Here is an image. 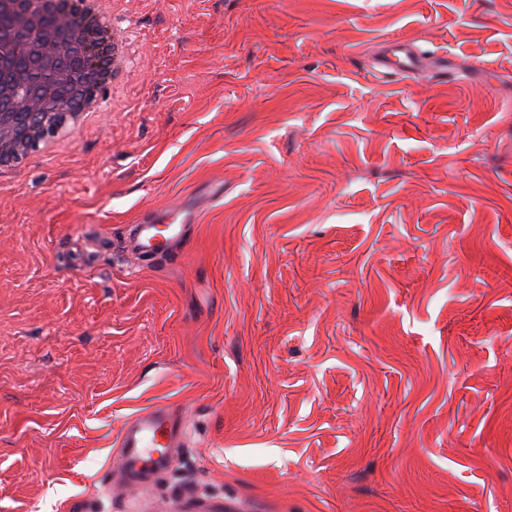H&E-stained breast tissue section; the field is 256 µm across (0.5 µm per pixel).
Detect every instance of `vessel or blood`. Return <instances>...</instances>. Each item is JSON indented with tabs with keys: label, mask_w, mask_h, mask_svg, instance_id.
<instances>
[{
	"label": "vessel or blood",
	"mask_w": 512,
	"mask_h": 512,
	"mask_svg": "<svg viewBox=\"0 0 512 512\" xmlns=\"http://www.w3.org/2000/svg\"><path fill=\"white\" fill-rule=\"evenodd\" d=\"M447 70L444 55L426 56L409 40L394 39L384 43L376 63L377 77L387 79L412 75L424 67ZM180 213H166L157 224H137L126 240L131 256L151 261L172 257L190 240V225L181 223ZM179 414L166 404H157L129 418L117 439L119 457L129 479L148 480L152 471L164 470L173 463V449L182 434Z\"/></svg>",
	"instance_id": "vessel-or-blood-1"
}]
</instances>
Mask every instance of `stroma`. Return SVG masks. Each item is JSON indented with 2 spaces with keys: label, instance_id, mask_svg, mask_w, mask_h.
<instances>
[{
  "label": "stroma",
  "instance_id": "obj_1",
  "mask_svg": "<svg viewBox=\"0 0 512 512\" xmlns=\"http://www.w3.org/2000/svg\"><path fill=\"white\" fill-rule=\"evenodd\" d=\"M123 94L0 189V512H512V0H125ZM453 72L377 81L391 37ZM184 208L151 263L131 225ZM185 430L135 487L114 440ZM177 220H180L179 224ZM160 224H136L126 240V251L136 259L156 260L160 257H174L178 247H184L190 240L192 224H184L180 212H167ZM183 422L173 408L157 404L129 418L117 439L119 457L127 477L148 481L155 470L172 466L173 451L181 438Z\"/></svg>",
  "mask_w": 512,
  "mask_h": 512
}]
</instances>
